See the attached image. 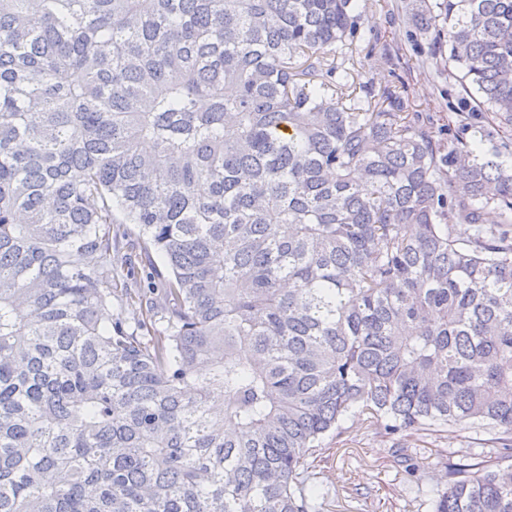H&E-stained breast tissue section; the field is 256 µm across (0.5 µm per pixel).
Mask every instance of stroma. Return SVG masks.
Wrapping results in <instances>:
<instances>
[{
	"instance_id": "obj_1",
	"label": "stroma",
	"mask_w": 512,
	"mask_h": 512,
	"mask_svg": "<svg viewBox=\"0 0 512 512\" xmlns=\"http://www.w3.org/2000/svg\"><path fill=\"white\" fill-rule=\"evenodd\" d=\"M359 29L350 48L336 55V80L351 97L367 89L404 86L406 111L422 124L442 128L454 120L453 108L464 92L448 84V46L422 33L413 16L420 0H353ZM327 461L317 462L319 512H431L432 490L444 472L435 451L444 449L450 461L467 462L487 447L480 428L448 427L408 441L416 476L392 451L393 443L378 429L355 416L342 423L340 437L325 436Z\"/></svg>"
}]
</instances>
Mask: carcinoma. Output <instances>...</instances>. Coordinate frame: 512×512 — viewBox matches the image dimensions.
<instances>
[{
	"instance_id": "1",
	"label": "carcinoma",
	"mask_w": 512,
	"mask_h": 512,
	"mask_svg": "<svg viewBox=\"0 0 512 512\" xmlns=\"http://www.w3.org/2000/svg\"><path fill=\"white\" fill-rule=\"evenodd\" d=\"M357 25L352 0H0V512H313L351 412L399 442L486 427L476 462L439 454L432 512H512V168L459 135L512 143V0L422 9L479 96L446 145L397 86L344 103ZM114 224L166 262L131 332ZM465 138L468 142H477L482 154H497V161L506 167H512V148L506 146L496 135L493 124L483 119L474 120Z\"/></svg>"
}]
</instances>
